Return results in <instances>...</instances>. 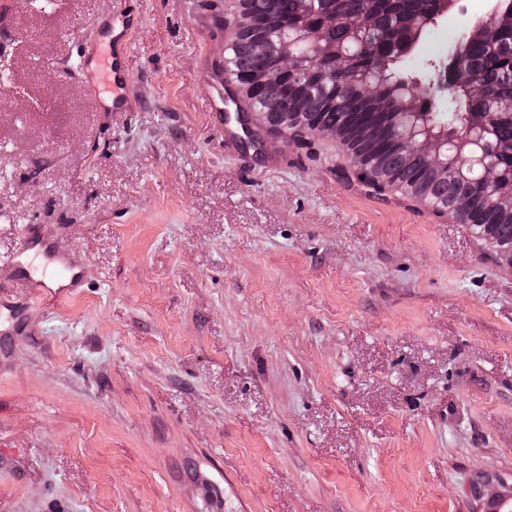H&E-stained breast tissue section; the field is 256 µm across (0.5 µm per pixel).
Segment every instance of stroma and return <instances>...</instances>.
I'll list each match as a JSON object with an SVG mask.
<instances>
[{"label":"stroma","mask_w":512,"mask_h":512,"mask_svg":"<svg viewBox=\"0 0 512 512\" xmlns=\"http://www.w3.org/2000/svg\"><path fill=\"white\" fill-rule=\"evenodd\" d=\"M0 48V512H473L512 485V270L347 180L340 140L243 147L214 69L237 0H11ZM485 0H458L423 60ZM127 30L133 112L76 40ZM86 262L36 298L21 233ZM3 316V330H0L2 338L5 336H19L25 332H30L33 328V318L30 306L8 310L7 315L0 311V327Z\"/></svg>","instance_id":"stroma-1"}]
</instances>
